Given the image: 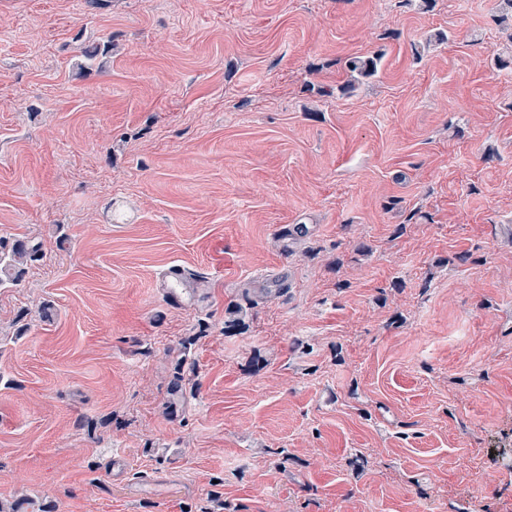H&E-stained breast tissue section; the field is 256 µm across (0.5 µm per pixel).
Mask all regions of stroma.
I'll use <instances>...</instances> for the list:
<instances>
[{"label": "stroma", "mask_w": 512, "mask_h": 512, "mask_svg": "<svg viewBox=\"0 0 512 512\" xmlns=\"http://www.w3.org/2000/svg\"><path fill=\"white\" fill-rule=\"evenodd\" d=\"M496 5L0 0V235L45 243L0 289V335L28 325L0 348V501L512 512ZM172 265L208 299L167 304ZM245 286L273 294L225 332ZM190 335L172 420L167 353ZM196 339V336H193L183 341L177 355L171 361L165 410L175 419L185 415L189 398L194 394L193 380L197 374V365L194 358H190L189 353Z\"/></svg>", "instance_id": "35a3bbf8"}]
</instances>
